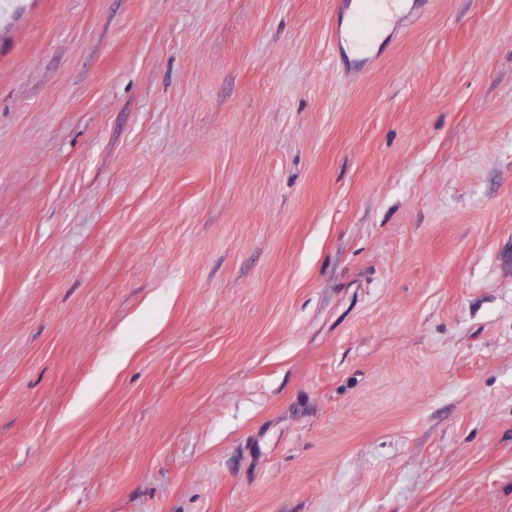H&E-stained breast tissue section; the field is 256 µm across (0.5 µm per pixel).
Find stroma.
<instances>
[{
  "label": "stroma",
  "instance_id": "1",
  "mask_svg": "<svg viewBox=\"0 0 512 512\" xmlns=\"http://www.w3.org/2000/svg\"><path fill=\"white\" fill-rule=\"evenodd\" d=\"M351 8L0 0V512H512V0ZM399 1L401 0H358L360 7L354 25L360 47L367 45L377 29L394 19L393 5Z\"/></svg>",
  "mask_w": 512,
  "mask_h": 512
}]
</instances>
